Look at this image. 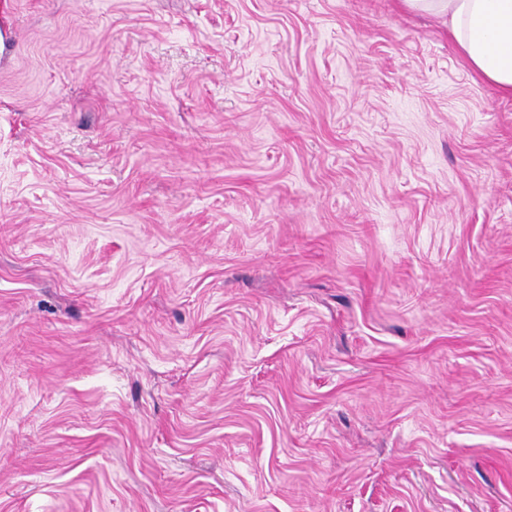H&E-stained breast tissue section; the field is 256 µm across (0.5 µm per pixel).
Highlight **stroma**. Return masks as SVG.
<instances>
[{
  "label": "stroma",
  "mask_w": 512,
  "mask_h": 512,
  "mask_svg": "<svg viewBox=\"0 0 512 512\" xmlns=\"http://www.w3.org/2000/svg\"><path fill=\"white\" fill-rule=\"evenodd\" d=\"M0 512H512V95L401 0H12Z\"/></svg>",
  "instance_id": "1"
}]
</instances>
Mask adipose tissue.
Here are the masks:
<instances>
[{"label": "adipose tissue", "instance_id": "ef3b65f1", "mask_svg": "<svg viewBox=\"0 0 512 512\" xmlns=\"http://www.w3.org/2000/svg\"><path fill=\"white\" fill-rule=\"evenodd\" d=\"M439 17L463 58L484 78L512 93V0H402Z\"/></svg>", "mask_w": 512, "mask_h": 512}]
</instances>
